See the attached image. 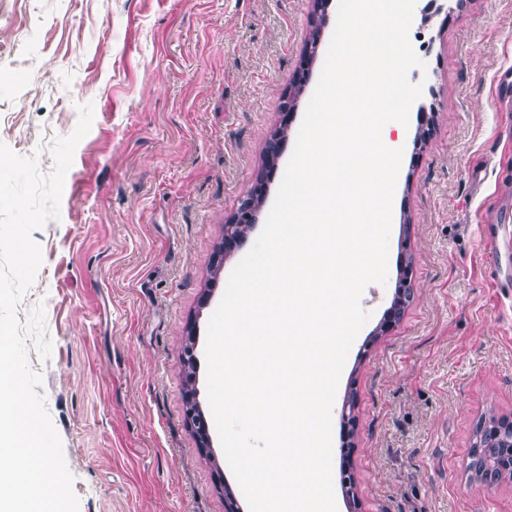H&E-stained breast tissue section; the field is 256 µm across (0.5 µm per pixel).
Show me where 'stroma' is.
I'll return each instance as SVG.
<instances>
[{"label": "stroma", "instance_id": "obj_1", "mask_svg": "<svg viewBox=\"0 0 512 512\" xmlns=\"http://www.w3.org/2000/svg\"><path fill=\"white\" fill-rule=\"evenodd\" d=\"M313 18L312 0H0V142L50 171L93 106L18 307L22 321L45 307L51 355L29 360L78 512H225L229 493L246 512L221 445L201 452L186 426L181 354L205 342L241 259L215 261L224 224L262 170ZM410 31L434 128L418 150L407 126L388 278L361 297L370 318L340 376L337 512H512V479L467 472L479 421L512 417V258L494 263L482 237L512 187L495 103L512 0H416ZM407 261L414 298L381 333Z\"/></svg>", "mask_w": 512, "mask_h": 512}]
</instances>
